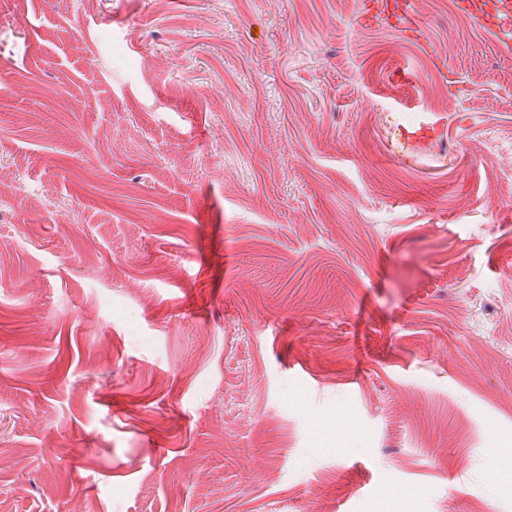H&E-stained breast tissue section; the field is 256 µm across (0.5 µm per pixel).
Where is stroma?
I'll list each match as a JSON object with an SVG mask.
<instances>
[{
  "label": "stroma",
  "instance_id": "1",
  "mask_svg": "<svg viewBox=\"0 0 512 512\" xmlns=\"http://www.w3.org/2000/svg\"><path fill=\"white\" fill-rule=\"evenodd\" d=\"M370 6L0 0V512H512V29Z\"/></svg>",
  "mask_w": 512,
  "mask_h": 512
}]
</instances>
